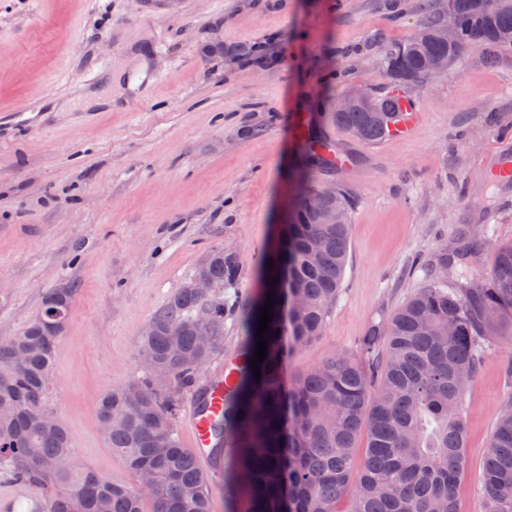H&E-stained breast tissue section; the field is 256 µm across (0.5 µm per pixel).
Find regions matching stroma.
<instances>
[{
  "mask_svg": "<svg viewBox=\"0 0 512 512\" xmlns=\"http://www.w3.org/2000/svg\"><path fill=\"white\" fill-rule=\"evenodd\" d=\"M426 0H0V341L57 288L75 289L46 406L78 462L135 476L104 440L101 398L140 374L144 325L216 247L242 254L248 302L301 182L352 202L348 262L320 336L287 375L358 342L423 285L415 258L460 225L512 240V46L472 49L447 76L405 86L423 117L404 140L363 143L326 118L353 89L393 86L383 50L421 30ZM351 153L306 160L309 134ZM512 326L466 388L458 512H482Z\"/></svg>",
  "mask_w": 512,
  "mask_h": 512,
  "instance_id": "stroma-1",
  "label": "stroma"
}]
</instances>
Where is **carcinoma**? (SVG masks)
<instances>
[{
    "instance_id": "cac0c4a2",
    "label": "carcinoma",
    "mask_w": 512,
    "mask_h": 512,
    "mask_svg": "<svg viewBox=\"0 0 512 512\" xmlns=\"http://www.w3.org/2000/svg\"><path fill=\"white\" fill-rule=\"evenodd\" d=\"M454 5L465 49L503 47L496 35L512 29V0H500L489 18L476 0ZM439 25L440 15L430 11L416 37L384 52L385 75L397 65L425 78V59L450 51L433 37ZM329 118L349 132L363 131L366 143L388 133V124L362 110L331 112ZM314 192L303 187L280 224L269 254L273 269L264 270V286L251 303L238 305L239 254L212 250L203 259L211 296L178 288L152 318V335L140 339L144 376L102 399V434L136 474V486L82 468L66 431L42 425L53 416L44 397L59 340L48 335L46 322L66 323L75 289L57 290L63 302L52 314L0 341V470L17 484L49 490L35 512H212L208 484L191 452L180 446L175 426L182 396L192 395L200 412L207 410L197 383L224 344V319L235 309L246 336L224 393V415L212 424V452L224 457L230 512H280L286 493L291 512H435L440 506L457 512L466 448L463 386L499 328L512 324V242L494 243L489 273L464 282L448 280V267L484 250L483 241L422 264L426 284L384 329L359 340L357 354L339 352L287 380V356L322 332L348 260V220L331 224L324 214L346 211L350 202L339 194L315 207ZM270 294L273 318L257 380L251 360ZM204 304L212 316L199 324L194 314ZM363 434L360 462L356 449ZM482 482L483 512H512V401L499 413Z\"/></svg>"
}]
</instances>
